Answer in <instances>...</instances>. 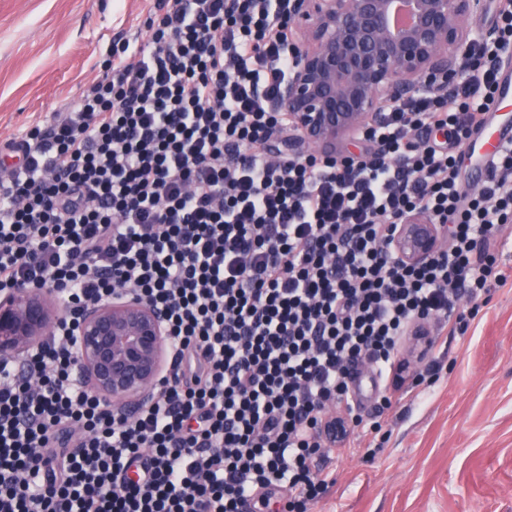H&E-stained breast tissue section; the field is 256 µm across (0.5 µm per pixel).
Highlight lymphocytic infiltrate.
<instances>
[{"label":"lymphocytic infiltrate","instance_id":"f902f5d3","mask_svg":"<svg viewBox=\"0 0 512 512\" xmlns=\"http://www.w3.org/2000/svg\"><path fill=\"white\" fill-rule=\"evenodd\" d=\"M288 7L160 0L148 44L114 43L76 106L6 143L0 289L52 281L64 317L24 362H0V512H254L275 493L306 512L329 488L320 461L341 440L321 423L352 414V368L400 388L412 320L436 347L503 282L489 247L512 223V150L480 191L460 170L512 11L448 98L361 133L383 155L273 162ZM414 211L451 242L406 265L386 242ZM119 289L166 310L173 350L130 417L77 378L79 313Z\"/></svg>","mask_w":512,"mask_h":512}]
</instances>
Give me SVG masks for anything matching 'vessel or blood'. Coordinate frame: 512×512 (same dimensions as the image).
I'll use <instances>...</instances> for the list:
<instances>
[{
  "label": "vessel or blood",
  "mask_w": 512,
  "mask_h": 512,
  "mask_svg": "<svg viewBox=\"0 0 512 512\" xmlns=\"http://www.w3.org/2000/svg\"><path fill=\"white\" fill-rule=\"evenodd\" d=\"M512 101V72L501 71L496 89V103L485 113L476 137L465 148V160L486 168L488 162L502 151L512 147V126L501 114L502 104Z\"/></svg>",
  "instance_id": "1"
}]
</instances>
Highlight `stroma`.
<instances>
[{
  "label": "stroma",
  "instance_id": "obj_1",
  "mask_svg": "<svg viewBox=\"0 0 512 512\" xmlns=\"http://www.w3.org/2000/svg\"><path fill=\"white\" fill-rule=\"evenodd\" d=\"M158 0H0V143L73 108L114 42L147 43ZM496 246L492 285L467 335L426 356L429 394H392L375 436L325 462L333 484L308 512H512V224Z\"/></svg>",
  "mask_w": 512,
  "mask_h": 512
}]
</instances>
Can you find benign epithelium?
Segmentation results:
<instances>
[{"label": "benign epithelium", "instance_id": "obj_1", "mask_svg": "<svg viewBox=\"0 0 512 512\" xmlns=\"http://www.w3.org/2000/svg\"><path fill=\"white\" fill-rule=\"evenodd\" d=\"M510 6L509 0H407L409 20L399 25L393 0H292L281 30L293 66L278 100L289 143L334 156L336 142L356 139L387 110L420 93L448 97L475 44L497 33L496 23L475 29L470 19H495ZM447 239L448 225L414 212L393 227L387 247L399 261L417 265ZM63 311L50 283L1 290L0 360L19 361L39 347L60 326ZM76 350L82 384L130 416L170 368L166 313L117 290L84 308Z\"/></svg>", "mask_w": 512, "mask_h": 512}]
</instances>
